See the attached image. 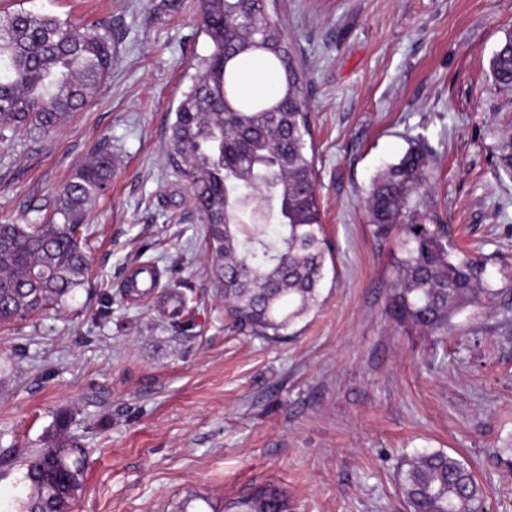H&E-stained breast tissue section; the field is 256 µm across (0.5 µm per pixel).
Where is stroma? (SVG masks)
<instances>
[{
    "label": "stroma",
    "mask_w": 512,
    "mask_h": 512,
    "mask_svg": "<svg viewBox=\"0 0 512 512\" xmlns=\"http://www.w3.org/2000/svg\"><path fill=\"white\" fill-rule=\"evenodd\" d=\"M305 74L315 170L333 270L316 306L273 342L238 333L208 270L206 226L167 152L174 111L210 46L195 0H0L88 23L112 21L107 83L55 134L0 139V223H25L112 146L92 207L90 277L60 310L0 326V512L20 495L24 453L59 411L88 450L73 512H172L188 496L223 507L275 485L290 512H407L402 459L441 450L475 468L488 512H512V309L495 305L430 336L388 310L400 235L375 240L373 175L435 149L432 212L455 246L512 286V90L490 59L512 32V0H276ZM141 265L157 286L141 296ZM191 297V328L155 306Z\"/></svg>",
    "instance_id": "obj_1"
}]
</instances>
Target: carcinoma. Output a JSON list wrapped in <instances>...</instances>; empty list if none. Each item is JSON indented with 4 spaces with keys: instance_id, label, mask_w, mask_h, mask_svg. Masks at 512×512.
<instances>
[{
    "instance_id": "carcinoma-1",
    "label": "carcinoma",
    "mask_w": 512,
    "mask_h": 512,
    "mask_svg": "<svg viewBox=\"0 0 512 512\" xmlns=\"http://www.w3.org/2000/svg\"><path fill=\"white\" fill-rule=\"evenodd\" d=\"M210 52L169 127V156L190 184L188 207L206 224L214 284L234 324L275 338L315 305L330 253L324 235L304 72L265 0H199ZM112 22L82 27L52 15H0V138L46 136L83 109L112 73ZM267 58L282 74L271 96L248 99L235 81L240 59ZM489 79L512 90V33L490 60ZM397 162L375 175L365 208L373 235L403 234L390 309L429 335L445 334L471 308L508 294L491 287L486 263L455 253L450 229L429 214L427 177L434 156L422 136L407 138ZM112 148L101 145L76 168L28 224H0V326L62 305L89 277L87 245L78 237L92 206L112 182ZM276 227L254 224V210ZM167 315L184 320V298ZM60 412L43 447L25 458L14 512H70L83 488L85 450L68 436ZM401 489L407 512H486L482 486L460 459L443 451L407 461ZM227 512H288L267 486L231 501Z\"/></svg>"
}]
</instances>
